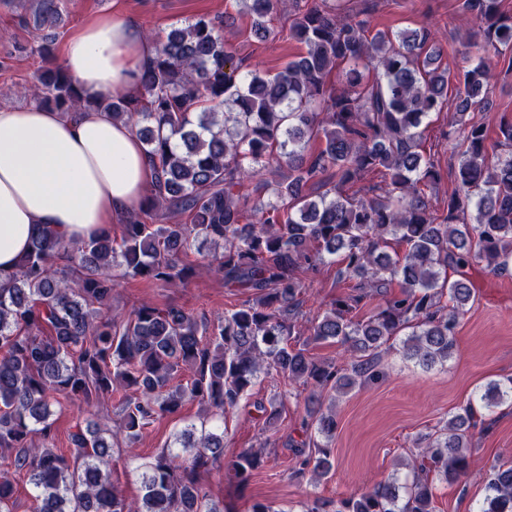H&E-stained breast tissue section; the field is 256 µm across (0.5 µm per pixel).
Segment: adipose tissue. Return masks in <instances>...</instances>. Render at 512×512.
<instances>
[{"label": "adipose tissue", "instance_id": "ef3b65f1", "mask_svg": "<svg viewBox=\"0 0 512 512\" xmlns=\"http://www.w3.org/2000/svg\"><path fill=\"white\" fill-rule=\"evenodd\" d=\"M156 53L130 15H96L65 41L61 66L87 96L139 90ZM156 166L130 125L104 110L70 117L36 107L0 109V283L40 231L88 238L133 212Z\"/></svg>", "mask_w": 512, "mask_h": 512}]
</instances>
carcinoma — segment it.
<instances>
[{"label": "carcinoma", "mask_w": 512, "mask_h": 512, "mask_svg": "<svg viewBox=\"0 0 512 512\" xmlns=\"http://www.w3.org/2000/svg\"><path fill=\"white\" fill-rule=\"evenodd\" d=\"M280 2L236 5L265 40ZM19 5L38 29L59 22L60 0ZM461 8L476 30L465 44L469 65L455 77L439 65L426 30L372 33L342 0L296 7L290 35L302 51L274 75L242 71L221 16L154 37L157 54L135 97L90 101L62 69L41 72L35 106L65 114L106 108L135 129L157 166L139 211L168 223L129 220L118 238L104 229L72 242L41 232L0 284V451L28 475L36 512H224L202 483L224 457V433L188 425L175 437L188 456L162 449L145 465L141 496L126 501L115 492L108 431L78 420L68 452L55 448L51 406L62 399L90 409L122 394L117 433L132 442L187 401L224 416L263 375L346 391L380 375L381 348L398 336L403 356L423 367L453 357L472 288L448 281V269L512 266V117L499 118L494 138L468 118L488 107L498 60L512 68V14L502 0H461ZM335 70L344 83L331 81ZM450 88L462 150L439 217L427 191L441 173L421 148L422 125L445 107ZM266 174L254 200L260 223H249L242 189ZM377 175L382 184L354 189ZM181 214L190 223L174 220ZM193 238L212 248L210 265L244 301L213 324L151 302L122 320L106 315L119 275L186 287ZM327 257L351 291L311 321L310 340L343 347L352 358L344 373L293 345L298 273L318 272ZM393 286L399 292H389ZM377 296L374 313L358 317ZM185 369L189 382L172 385ZM505 404L512 407V377L487 383L416 438L418 464L404 484L379 481L340 499L336 512H435V482L469 478L474 430ZM305 447L298 444V465L319 481L330 473V452ZM259 463L243 448L228 468L246 483ZM483 482L476 512H512V465L492 468ZM15 494L1 473L0 512H13Z\"/></svg>", "instance_id": "carcinoma-1"}]
</instances>
